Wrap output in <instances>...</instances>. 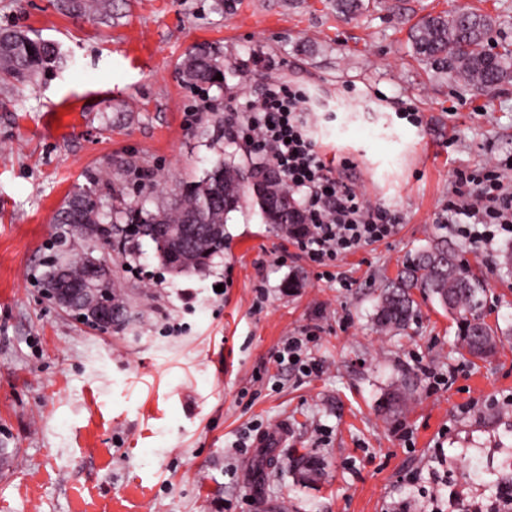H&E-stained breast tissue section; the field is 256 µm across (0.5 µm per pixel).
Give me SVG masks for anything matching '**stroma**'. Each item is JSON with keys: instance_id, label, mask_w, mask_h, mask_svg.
Segmentation results:
<instances>
[{"instance_id": "obj_1", "label": "stroma", "mask_w": 512, "mask_h": 512, "mask_svg": "<svg viewBox=\"0 0 512 512\" xmlns=\"http://www.w3.org/2000/svg\"><path fill=\"white\" fill-rule=\"evenodd\" d=\"M61 2L0 0V29L63 54L31 83L0 79V512L493 508L498 448L512 446V239L472 246L441 214L457 173L512 155V79L486 93L434 73L408 29L476 9L509 44L512 0H369L349 20L327 0H121L107 21ZM203 44L223 55L224 82L197 90L179 64ZM270 79L304 86L321 155L398 213L395 235L324 276L248 204L223 254L177 277L148 238L114 251L57 223L80 187L102 212L152 211L223 153L254 161L224 114ZM441 240L483 279L485 321L510 336L487 359L463 353L456 320L420 294L406 331L375 324L386 280ZM78 254L111 268L136 320L104 333L56 306L45 277ZM314 324L325 371L277 369L281 341ZM253 422L278 435L277 465L235 448ZM304 456L323 463L320 481L299 480Z\"/></svg>"}]
</instances>
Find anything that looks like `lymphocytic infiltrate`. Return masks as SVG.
I'll return each mask as SVG.
<instances>
[{"label": "lymphocytic infiltrate", "instance_id": "f902f5d3", "mask_svg": "<svg viewBox=\"0 0 512 512\" xmlns=\"http://www.w3.org/2000/svg\"><path fill=\"white\" fill-rule=\"evenodd\" d=\"M304 101L303 89L272 82L262 96L225 118L250 151L275 165L298 194L307 218L294 235L301 255L319 267L335 266L358 248L392 236L399 217L336 180L311 136ZM457 179L460 188L449 199L447 213L458 236L485 246L497 235L512 233V190L505 189L498 167L463 172ZM318 339L315 328L304 329L285 338L273 360L300 373L322 374L325 366L311 352Z\"/></svg>", "mask_w": 512, "mask_h": 512}]
</instances>
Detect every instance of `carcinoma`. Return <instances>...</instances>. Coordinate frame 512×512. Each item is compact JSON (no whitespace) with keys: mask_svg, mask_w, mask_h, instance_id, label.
<instances>
[{"mask_svg":"<svg viewBox=\"0 0 512 512\" xmlns=\"http://www.w3.org/2000/svg\"><path fill=\"white\" fill-rule=\"evenodd\" d=\"M116 0H70L67 8L87 17L110 18ZM336 13L350 17L366 8L364 0H334ZM493 20L471 10L428 15L415 23L409 40L417 59L430 69L446 74L456 82L489 90L512 78V48L503 47L493 53L487 48V37ZM60 53L56 43L32 39L18 30H0V77L26 83L56 66ZM184 80L194 86L214 85L215 77L224 73V57L219 53L195 47L181 64ZM274 167L267 161L237 162L228 156L217 160L204 177L187 182L156 211L129 204L112 217L100 212L90 189L79 188L70 193L58 211L61 224H71L81 235H90L104 245H111V230L104 220L120 221L133 227L134 234L147 237L155 246L162 262L166 244L152 237L154 224H207L209 232L198 237L192 247L195 263L180 270L182 274L200 271L224 253L225 228L229 215L247 202L258 206L268 224L290 229L300 223L301 213L285 180H280V199L270 203L254 194L252 180ZM96 259L76 256L49 272L44 287L57 299L63 284H78ZM430 294L443 308L455 316L459 325L461 348L478 358L492 354L501 344L498 329L481 317V295L484 281L459 262L457 253L441 241L418 251L414 258L389 280L379 294L376 320L382 331H401L413 319V291ZM492 487L507 492L500 502L512 506V474L490 481Z\"/></svg>","mask_w":512,"mask_h":512,"instance_id":"1","label":"carcinoma"}]
</instances>
